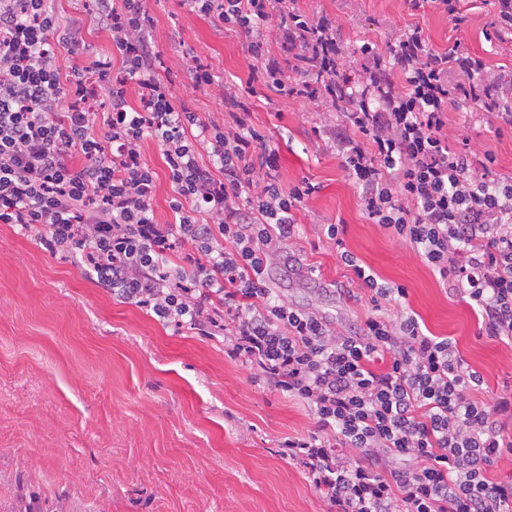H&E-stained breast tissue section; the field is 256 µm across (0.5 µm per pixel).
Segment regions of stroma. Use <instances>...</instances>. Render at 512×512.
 Instances as JSON below:
<instances>
[{
  "label": "stroma",
  "instance_id": "stroma-1",
  "mask_svg": "<svg viewBox=\"0 0 512 512\" xmlns=\"http://www.w3.org/2000/svg\"><path fill=\"white\" fill-rule=\"evenodd\" d=\"M295 6L318 7L335 21L348 56L366 42L389 50L400 32L417 26L433 50L461 43L512 81V35L496 34L494 0H463L459 26L411 0ZM53 7L81 28L79 57L111 54L91 0H54ZM150 9L166 63L158 75L175 97L220 123L218 100L188 79L193 58L220 78L252 80L253 124L279 150L280 183L314 188L296 214L298 264L279 261L269 272L280 297L341 330L371 314L369 292L351 285V269L316 232L321 224L345 225L346 247L359 263L407 290L388 316L415 312L431 334L455 341L484 379L479 400L512 393V347L487 336L466 298L368 218L341 156L317 134L328 113L279 97L252 76L243 31L189 12L181 0H151ZM448 122L459 139L494 157L497 173L512 176V131L457 106ZM143 158L157 175L155 216L171 223L174 188L161 146L146 142ZM348 285L354 298L342 292ZM313 429L305 405L254 383L252 371L225 359L220 344L113 298L34 234L0 224V512H322L319 495L277 448L283 437Z\"/></svg>",
  "mask_w": 512,
  "mask_h": 512
}]
</instances>
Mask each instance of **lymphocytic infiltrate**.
Listing matches in <instances>:
<instances>
[{"label": "lymphocytic infiltrate", "mask_w": 512, "mask_h": 512, "mask_svg": "<svg viewBox=\"0 0 512 512\" xmlns=\"http://www.w3.org/2000/svg\"><path fill=\"white\" fill-rule=\"evenodd\" d=\"M182 3L243 31L278 96L337 112L329 134L368 217L467 296L488 336L512 342V177L453 145L448 125L449 105L464 102L512 129L500 75L459 48L434 51L417 27L386 53L363 43L354 73L319 11L280 0ZM95 11L120 67L98 57L61 68L60 55L83 42L80 29L62 24L50 0H0V223L34 233L159 321L222 340L230 361L306 405L314 431L285 437L279 454L325 512H512V482L488 475L512 452L498 420L512 396L491 407L474 399L484 380L449 338L426 335L416 315H381L406 290L356 263L343 225L320 233L369 290L374 315L346 334L280 299L268 271L296 237L311 187L279 186L278 152L251 121V86L194 62L193 87L224 106L223 124L204 119L155 76L164 61L148 0H95ZM272 25L287 61L269 52ZM96 88L107 111L87 108ZM149 138L174 185L170 224L152 208Z\"/></svg>", "instance_id": "1"}]
</instances>
